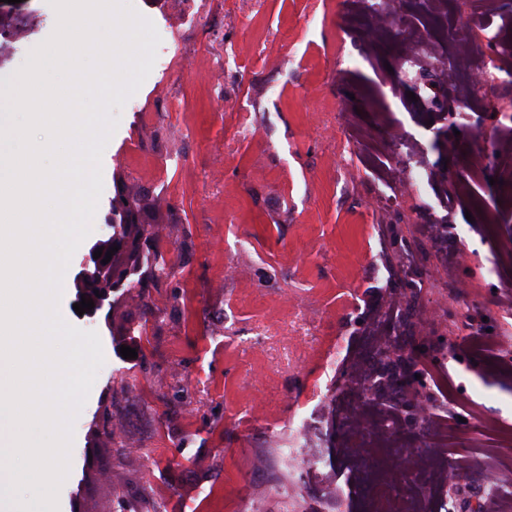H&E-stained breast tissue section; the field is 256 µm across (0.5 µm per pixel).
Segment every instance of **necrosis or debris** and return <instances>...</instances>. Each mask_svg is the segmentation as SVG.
<instances>
[{"label":"necrosis or debris","mask_w":512,"mask_h":512,"mask_svg":"<svg viewBox=\"0 0 512 512\" xmlns=\"http://www.w3.org/2000/svg\"><path fill=\"white\" fill-rule=\"evenodd\" d=\"M412 10L417 25L406 30L398 40L394 56L396 83L416 81L422 67H429L438 81L447 84L463 112H499L490 135L473 134L471 151L465 160L466 179L447 172L446 180L455 185L456 202L472 201L475 187L490 180L512 177V14L500 0H353L349 36L360 42L359 54L368 57L388 41L400 14ZM365 140L381 138L390 155L385 168L381 208L396 211L400 195L406 187L420 180L418 154L422 147L413 135L391 122H384L382 133L364 131ZM512 202L502 201L489 216L490 230L486 243L495 256L494 269L500 290L486 307L491 316L512 310V245L496 240L493 230L503 210ZM448 361L439 356L434 366L418 363L421 381L432 383L436 402L430 416L418 419L408 427L405 418L383 411L379 401L362 391L364 380L378 372L379 362L354 364L344 377L346 400L335 407L332 400L322 402L323 413L339 412L338 430L343 459L353 462L354 483L368 491V512H456L454 499L443 495L446 474L468 481L474 465L495 470L498 481L482 488L485 512H512V433L503 430L495 419L483 416L472 405H464L468 418L467 432L489 439L483 448H459L455 442L459 429L448 415V387L439 368ZM410 434L413 454L407 456L397 476L391 477L370 467V460L390 448L400 447V437ZM324 435L317 421L301 420L292 441H284L281 433L268 430L262 436L266 447L278 449L293 465L296 482L303 488H314L315 494L303 503L305 512H321L331 495L329 485L313 486L314 477L323 466L317 448Z\"/></svg>","instance_id":"obj_1"}]
</instances>
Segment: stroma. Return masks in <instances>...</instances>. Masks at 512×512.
Segmentation results:
<instances>
[{
	"label": "stroma",
	"instance_id": "obj_1",
	"mask_svg": "<svg viewBox=\"0 0 512 512\" xmlns=\"http://www.w3.org/2000/svg\"><path fill=\"white\" fill-rule=\"evenodd\" d=\"M161 38L153 68L120 112L102 160L103 191L95 227L70 261L60 307L71 325L97 332L105 362L74 424L70 471L58 493V512H121L143 496L164 498L170 512H286L297 489L280 463L277 491L251 473L254 438L248 405L265 409L263 425L287 430L293 407L319 416L326 378L320 359L342 338L348 362L368 357L375 325L395 331L407 353L444 335L458 346L453 326L421 324L411 310L385 306L393 295L414 297L433 273L434 256L419 248L417 216L437 211L451 187L437 183L468 151L454 132L426 130L413 104L391 95L393 51L362 59L346 35L348 0H133ZM37 17L26 40L0 56V86L28 53L54 31L48 0H27ZM253 41L232 55L231 45ZM347 64L337 76L339 64ZM347 102L348 112L336 109ZM426 145L431 177L404 196L388 223L375 210L385 158L362 130L382 111ZM162 149L152 166L145 120ZM255 126L257 137L238 127ZM223 157L220 183L209 173ZM147 194L139 221L164 229L124 243L112 257L127 264L167 252L178 267L158 282L115 288L98 308L74 310L77 282L91 267L93 247L112 230L118 192ZM512 184L476 190L468 208L448 213L444 251L459 237L483 241L485 216ZM314 241L319 253L307 256ZM488 270L461 265L447 285L448 308L493 297ZM163 306L148 308L150 293ZM265 341L263 356L247 349ZM136 358L125 359L121 346ZM267 368L263 383L244 385L246 370ZM448 384L463 399L512 428V371L449 364ZM130 418L124 436L102 432L106 406Z\"/></svg>",
	"mask_w": 512,
	"mask_h": 512
}]
</instances>
